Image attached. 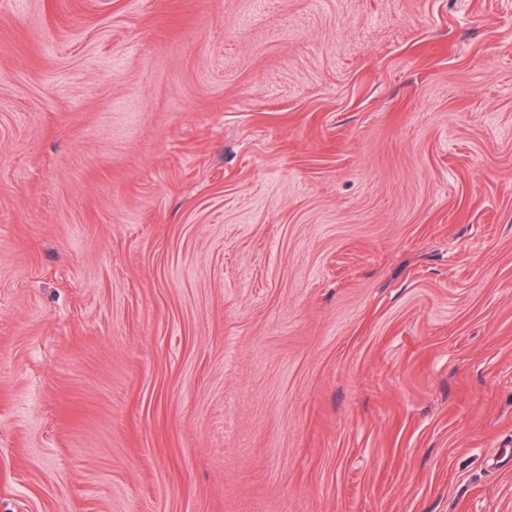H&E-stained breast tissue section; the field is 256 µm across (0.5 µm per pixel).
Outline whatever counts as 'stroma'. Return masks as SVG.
I'll return each mask as SVG.
<instances>
[{"label":"stroma","instance_id":"obj_1","mask_svg":"<svg viewBox=\"0 0 512 512\" xmlns=\"http://www.w3.org/2000/svg\"><path fill=\"white\" fill-rule=\"evenodd\" d=\"M0 512H512V0H0Z\"/></svg>","mask_w":512,"mask_h":512}]
</instances>
